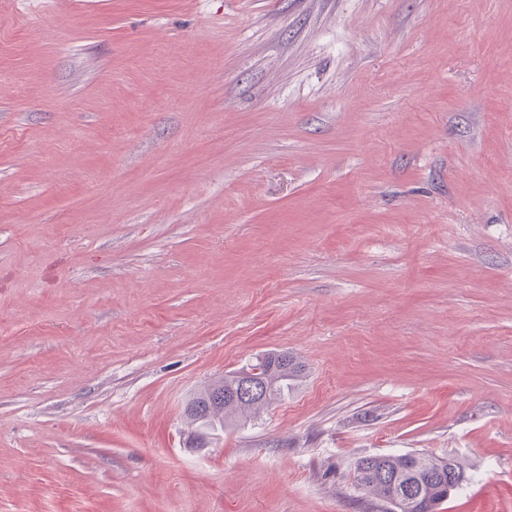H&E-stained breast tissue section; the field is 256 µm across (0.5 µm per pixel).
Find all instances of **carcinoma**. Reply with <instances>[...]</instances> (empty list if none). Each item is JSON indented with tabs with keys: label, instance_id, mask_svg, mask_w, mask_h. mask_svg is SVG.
I'll return each mask as SVG.
<instances>
[{
	"label": "carcinoma",
	"instance_id": "cac0c4a2",
	"mask_svg": "<svg viewBox=\"0 0 512 512\" xmlns=\"http://www.w3.org/2000/svg\"><path fill=\"white\" fill-rule=\"evenodd\" d=\"M263 368L264 387L254 400L214 406L211 394L237 387L235 373L215 380L187 404L186 417L198 428L224 427L233 415L245 419L256 417L290 393L303 374L304 365L286 353H270L257 359ZM467 481V475L454 459L436 458L420 453L362 457L355 463L353 482L366 494L362 512H389L386 504L392 491L410 489L418 497L412 512H436L439 506Z\"/></svg>",
	"mask_w": 512,
	"mask_h": 512
}]
</instances>
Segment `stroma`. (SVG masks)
Returning a JSON list of instances; mask_svg holds the SVG:
<instances>
[{
  "instance_id": "1",
  "label": "stroma",
  "mask_w": 512,
  "mask_h": 512,
  "mask_svg": "<svg viewBox=\"0 0 512 512\" xmlns=\"http://www.w3.org/2000/svg\"><path fill=\"white\" fill-rule=\"evenodd\" d=\"M405 453L512 512V0H0V512H362ZM252 366H261L265 376L264 387L257 399L212 405L210 397L215 390L227 392L237 387L235 374L240 371L229 372L188 402L185 415L190 423L196 424L197 428H214V425L224 428L229 415L245 419L256 418L261 410L287 396L304 371V365L288 353H270L258 358L257 363ZM241 371L242 372L238 375L240 387L237 391L235 390L233 394H231L233 398L236 399L238 396H241L246 399L248 397L258 396V393L261 390V380L257 376L261 373V369L251 368Z\"/></svg>"
}]
</instances>
